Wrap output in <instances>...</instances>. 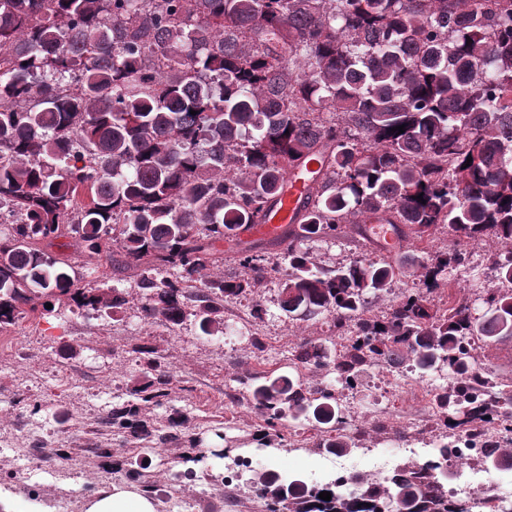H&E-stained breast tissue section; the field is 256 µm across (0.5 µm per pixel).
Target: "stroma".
Returning <instances> with one entry per match:
<instances>
[{
    "label": "stroma",
    "instance_id": "35a3bbf8",
    "mask_svg": "<svg viewBox=\"0 0 512 512\" xmlns=\"http://www.w3.org/2000/svg\"><path fill=\"white\" fill-rule=\"evenodd\" d=\"M306 246L315 258L335 262L373 259L380 254L354 224L344 225L335 239L315 238ZM453 247V239L443 231L423 239L408 234L396 253L406 266L405 276L391 291L367 295L368 312L382 314L402 289L418 287L420 263L435 251ZM495 247V241L487 237L470 242L464 264L450 273L445 293L435 297V305L447 306L452 296L479 302L495 289V282L481 266L485 255ZM86 278L91 282L105 279L111 286L126 289L127 304L108 315L78 311L58 320L44 319L39 312L26 310L15 323L0 327V433L25 444L39 440L46 466L56 461L54 449L66 448L82 470L92 473L98 468L94 448L108 447L121 458L144 466L161 490L156 498L158 512H263L256 494L258 478L277 469L282 476L304 479L315 465L316 455L311 447L322 433L313 415L288 413L278 425L285 437L282 447L252 448L250 435L260 420L250 402L245 378L256 372L298 375L312 385L334 384L340 411L354 414L349 435H362L364 443L372 446L381 444L394 451L400 448L404 437L425 436L436 427L431 392L447 385V369L404 367L411 382L401 386L386 369L370 366L351 388L339 384L328 368L295 370L293 353L301 343L321 345L326 358L332 360L344 341L336 334L331 314L303 320L280 310L283 275H276L262 291V317L252 315V303L247 299L225 303L224 332L219 336L204 335L198 319L192 316L175 328L142 320L138 314L142 300L136 272L122 270L110 259L101 260ZM255 336L266 347L258 359L252 355L251 339ZM142 341L163 354L165 367L177 387L167 406L157 409V417H165L172 409L180 410L190 417L189 433L200 438L203 447L211 451L229 444L243 449L252 457L253 466L244 472L241 484L222 491L203 481L171 484L172 471L161 461L173 459V452L161 457L122 436L101 431L97 423L99 410L128 399L130 390L145 376L140 359L130 351L131 345ZM476 354L494 382L512 381V339L477 341ZM29 402L41 407L31 426L27 425L25 414ZM381 423L389 429L383 437L376 433ZM11 471L16 474L10 482L15 496L0 502V512H44L63 489L44 469L23 472L11 452L1 451L0 476ZM30 479L40 484L39 498L23 491Z\"/></svg>",
    "mask_w": 512,
    "mask_h": 512
}]
</instances>
